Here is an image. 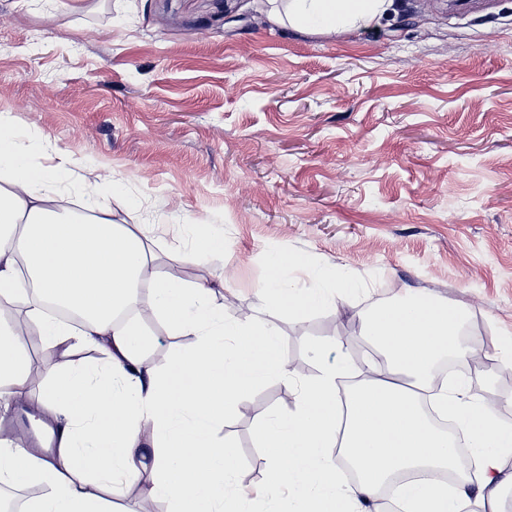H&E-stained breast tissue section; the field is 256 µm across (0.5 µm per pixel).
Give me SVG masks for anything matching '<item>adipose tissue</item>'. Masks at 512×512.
Returning <instances> with one entry per match:
<instances>
[{"instance_id": "obj_1", "label": "adipose tissue", "mask_w": 512, "mask_h": 512, "mask_svg": "<svg viewBox=\"0 0 512 512\" xmlns=\"http://www.w3.org/2000/svg\"><path fill=\"white\" fill-rule=\"evenodd\" d=\"M392 0H283L289 26L342 32L378 23ZM85 185L89 218L57 204L59 186ZM115 182L97 168L75 171L67 160L43 166L22 146L15 125L0 117V302L19 309L22 322L44 341L67 349L90 346L99 363L63 369L42 391V406L59 433L45 455L21 438H0V484L33 486L24 512H111L143 470L146 495L167 512H239L232 483L237 454L215 435L238 403L265 380L287 379V364L271 322L248 318L228 324L211 288L154 272L148 238L139 224L115 220L107 202ZM293 261L274 256L265 301L295 315L358 290L344 277L328 287L293 292ZM151 280L153 313L179 334L195 337L167 370L147 366L148 337L139 321L117 324L138 287ZM58 304L82 315L79 325L45 311ZM463 308L415 294L374 310L365 334L400 369L407 383L369 379L339 398L341 365H324L301 384L296 409L269 418L263 446L271 489L298 490L289 512H372L395 484L399 512H501V490L511 482L501 460L512 454V430L496 404L465 385L446 388L436 407L451 416L470 443L462 470L452 440L422 408L435 363L457 348ZM30 356L15 326L0 323V406L23 398ZM353 469L355 479L345 477Z\"/></svg>"}]
</instances>
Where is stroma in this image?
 <instances>
[{
    "label": "stroma",
    "mask_w": 512,
    "mask_h": 512,
    "mask_svg": "<svg viewBox=\"0 0 512 512\" xmlns=\"http://www.w3.org/2000/svg\"><path fill=\"white\" fill-rule=\"evenodd\" d=\"M42 164L67 158L119 183L118 218L153 228L155 269L221 288L224 320L273 322L289 381L267 380L220 433L238 452L245 512H279L262 426L294 411L324 364L383 363L365 334L408 294L465 309L479 340L475 393L512 429V0L457 14L448 0H393L379 24L315 33L275 21L268 0H0V113ZM224 250L185 261L195 226ZM305 258L292 287L362 288L303 319L262 301L267 260ZM146 363L167 368L195 339L147 325ZM26 402L90 348L41 345Z\"/></svg>",
    "instance_id": "obj_1"
}]
</instances>
